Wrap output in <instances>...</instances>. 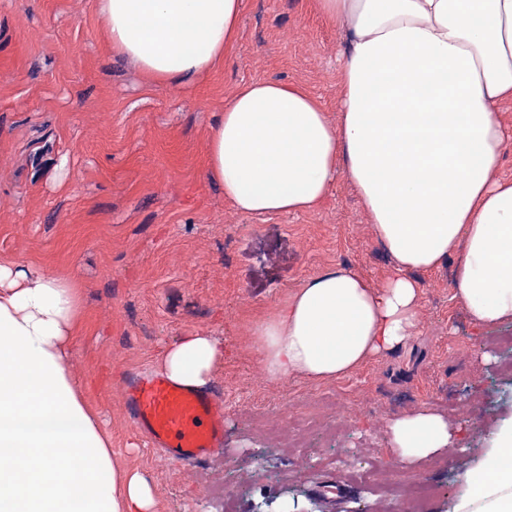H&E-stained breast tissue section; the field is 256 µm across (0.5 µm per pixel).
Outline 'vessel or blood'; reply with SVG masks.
<instances>
[{
    "label": "vessel or blood",
    "instance_id": "obj_1",
    "mask_svg": "<svg viewBox=\"0 0 512 512\" xmlns=\"http://www.w3.org/2000/svg\"><path fill=\"white\" fill-rule=\"evenodd\" d=\"M125 405L135 428L176 464L205 463L224 446V403L213 393L145 373L126 376Z\"/></svg>",
    "mask_w": 512,
    "mask_h": 512
}]
</instances>
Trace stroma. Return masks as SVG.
<instances>
[{
  "instance_id": "stroma-1",
  "label": "stroma",
  "mask_w": 512,
  "mask_h": 512,
  "mask_svg": "<svg viewBox=\"0 0 512 512\" xmlns=\"http://www.w3.org/2000/svg\"><path fill=\"white\" fill-rule=\"evenodd\" d=\"M240 39L190 86L148 83L105 47L95 0H0V260L66 270L85 285L86 329L68 368L84 385L116 461L145 471L157 512H380L363 473L436 489L424 512H456L461 473L512 418V322L475 326L455 297L452 264L415 272L421 332L398 351L329 383L268 379L252 323L331 266L372 283L392 260L345 180L319 211L238 212L205 176L208 130L224 100L257 80L296 83L335 112L340 38L311 0H242ZM219 340L210 390L224 398L228 454L177 466L134 430L122 373L155 370L181 337ZM491 361H484L483 352ZM348 426L333 433L334 408ZM430 407L460 427L458 449L399 463L391 421ZM321 427L304 454L263 424ZM355 461L354 475L336 460Z\"/></svg>"
}]
</instances>
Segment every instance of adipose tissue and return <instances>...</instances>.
Here are the masks:
<instances>
[{"instance_id":"ef3b65f1","label":"adipose tissue","mask_w":512,"mask_h":512,"mask_svg":"<svg viewBox=\"0 0 512 512\" xmlns=\"http://www.w3.org/2000/svg\"><path fill=\"white\" fill-rule=\"evenodd\" d=\"M242 0H97L107 48L148 83L185 86L220 68L240 38ZM344 44L337 114L305 88L254 81L224 102L207 135V179L238 211L314 212L337 179L359 196L393 263L379 284L342 266L306 279L251 333L264 374L345 377L420 332L415 270L456 258L455 296L472 321H512V0H313ZM82 283L65 271L0 262V512H155L140 471L112 438L67 363ZM224 351L194 334L157 369L207 386ZM400 463L458 444L423 408L391 422ZM464 512H512V419L466 470Z\"/></svg>"}]
</instances>
